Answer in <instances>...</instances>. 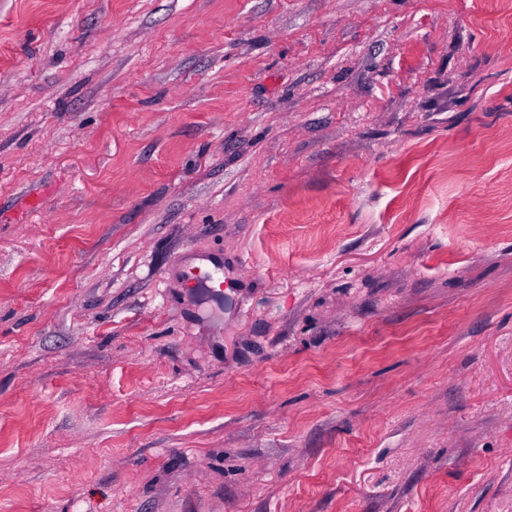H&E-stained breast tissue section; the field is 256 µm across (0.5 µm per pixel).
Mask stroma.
<instances>
[{
    "instance_id": "obj_1",
    "label": "stroma",
    "mask_w": 512,
    "mask_h": 512,
    "mask_svg": "<svg viewBox=\"0 0 512 512\" xmlns=\"http://www.w3.org/2000/svg\"><path fill=\"white\" fill-rule=\"evenodd\" d=\"M0 512H512V0H0Z\"/></svg>"
}]
</instances>
